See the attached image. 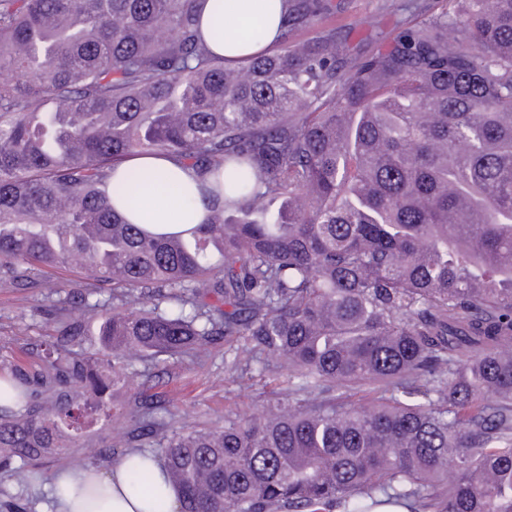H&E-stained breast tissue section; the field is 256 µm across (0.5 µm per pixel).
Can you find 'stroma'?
Segmentation results:
<instances>
[{"label": "stroma", "instance_id": "stroma-1", "mask_svg": "<svg viewBox=\"0 0 512 512\" xmlns=\"http://www.w3.org/2000/svg\"><path fill=\"white\" fill-rule=\"evenodd\" d=\"M329 7L316 20L296 27L290 42L334 37L343 50V65L351 67L359 53L376 47L380 38L390 36L397 21L420 20L422 14H436L446 0H419L425 13L410 11L407 0H328ZM49 301L35 289L0 288V367L16 365L29 373L42 367L41 346L54 334ZM229 343L216 340L205 356L169 360L167 375L159 383L168 408L179 422L189 425H223L228 411L251 414L272 402L281 383L257 373L230 374ZM63 458L46 461L35 471L26 487L13 484L0 472V488L27 499L31 512H54L47 485L54 471L67 467Z\"/></svg>", "mask_w": 512, "mask_h": 512}]
</instances>
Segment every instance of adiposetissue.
<instances>
[{
  "instance_id": "obj_1",
  "label": "adipose tissue",
  "mask_w": 512,
  "mask_h": 512,
  "mask_svg": "<svg viewBox=\"0 0 512 512\" xmlns=\"http://www.w3.org/2000/svg\"><path fill=\"white\" fill-rule=\"evenodd\" d=\"M203 39L213 53L237 60L273 47L278 42L282 0H201L199 5ZM144 180L164 174L166 194L150 197L145 209L128 213L135 224L149 225L158 232L178 230L188 201L199 194L191 170L170 156H141L128 160ZM56 512H151L154 498L176 505L177 493L155 472L151 494L130 487L127 463L119 461L109 470L96 467L55 472L49 484Z\"/></svg>"
}]
</instances>
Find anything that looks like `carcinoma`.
Returning a JSON list of instances; mask_svg holds the SVG:
<instances>
[{"instance_id": "obj_1", "label": "carcinoma", "mask_w": 512, "mask_h": 512, "mask_svg": "<svg viewBox=\"0 0 512 512\" xmlns=\"http://www.w3.org/2000/svg\"><path fill=\"white\" fill-rule=\"evenodd\" d=\"M452 3L338 92L334 41L288 45L322 0L237 67L198 0H0V284L58 311L46 369L0 391L14 484L112 419L134 362L224 336L232 368L288 371L266 414L188 430L148 385L71 466L147 448L178 512H512V0ZM157 153L200 181L179 233L114 205L139 188L115 168ZM66 266L112 303L54 300L35 273Z\"/></svg>"}]
</instances>
